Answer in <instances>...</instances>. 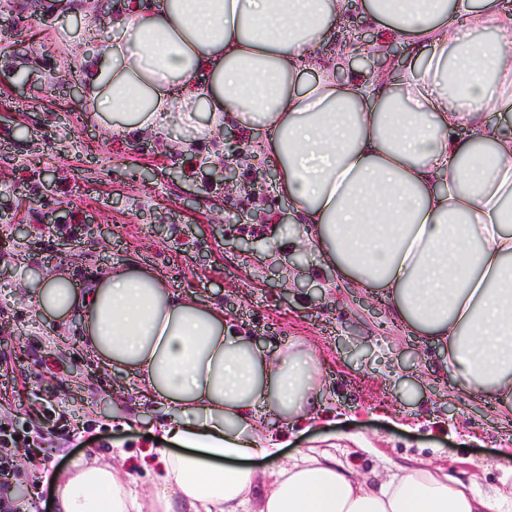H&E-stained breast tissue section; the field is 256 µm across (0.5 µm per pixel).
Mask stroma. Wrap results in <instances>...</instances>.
<instances>
[{"label": "stroma", "instance_id": "stroma-1", "mask_svg": "<svg viewBox=\"0 0 512 512\" xmlns=\"http://www.w3.org/2000/svg\"><path fill=\"white\" fill-rule=\"evenodd\" d=\"M119 2L81 0L75 12L57 0L0 5V345L15 347L27 393L54 395L91 425L53 448L47 471L118 455L122 478L151 505L149 434L171 409L138 400L125 373L85 352L77 321L40 312L31 276L62 267L82 288L135 265L222 308L261 347L314 348L330 403L292 431L278 463L252 461L258 490L311 450L373 487L424 467L481 501L512 492V426L499 423L493 400L458 397L443 345L402 335L378 294L337 279L300 246L304 227L287 198L244 158L248 131L231 124L202 141L175 116L165 135L136 136L89 117L72 54L96 55ZM173 140L182 150H169ZM226 160L239 175L232 187L220 179ZM47 352L58 362L49 374L39 364Z\"/></svg>", "mask_w": 512, "mask_h": 512}]
</instances>
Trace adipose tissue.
Segmentation results:
<instances>
[{
	"mask_svg": "<svg viewBox=\"0 0 512 512\" xmlns=\"http://www.w3.org/2000/svg\"><path fill=\"white\" fill-rule=\"evenodd\" d=\"M415 59L372 54L388 70L337 68L316 49L344 0H165L128 5L96 58L77 57L92 116L129 134H162L170 112L201 136L228 123L255 132L250 163L275 169L276 191L305 217L303 240L338 277L384 295L402 328L446 346L458 392L512 414V0H361ZM481 28L498 38L475 41ZM40 311L77 316L87 349L174 410L163 428L154 512H242L247 461L283 445L260 424L302 421L322 394L310 345L259 347L222 309L182 298L130 265L78 290L61 271L35 293ZM59 512H137L115 463L51 475ZM462 484L422 470L379 489L325 455L280 469L259 512H474Z\"/></svg>",
	"mask_w": 512,
	"mask_h": 512,
	"instance_id": "ef3b65f1",
	"label": "adipose tissue"
}]
</instances>
